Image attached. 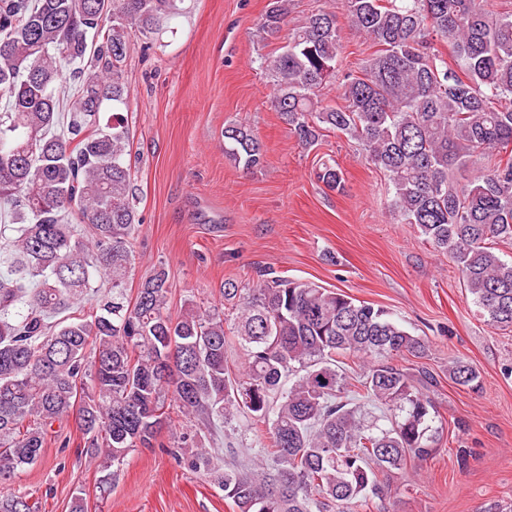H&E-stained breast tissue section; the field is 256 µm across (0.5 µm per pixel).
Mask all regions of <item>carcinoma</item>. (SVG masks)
Listing matches in <instances>:
<instances>
[{
    "instance_id": "obj_1",
    "label": "carcinoma",
    "mask_w": 512,
    "mask_h": 512,
    "mask_svg": "<svg viewBox=\"0 0 512 512\" xmlns=\"http://www.w3.org/2000/svg\"><path fill=\"white\" fill-rule=\"evenodd\" d=\"M185 0H0V208L16 225L0 263V485L42 456L55 422L75 417L99 487L126 456L186 419L262 425L268 444L244 468L221 467L183 433L189 468L238 512H351L382 493L377 471L429 458L440 439L427 372L399 365L429 344L382 307L264 270L224 308L192 301L172 317L159 268L125 292L140 224L132 182L124 66L130 42L161 45ZM290 0H270L256 29L271 103L306 146L325 131L358 144L392 193L390 212L460 269L487 321L512 330V12L483 0H344L376 50L340 83L336 12L288 28ZM448 45L454 64L438 49ZM224 155L249 171L264 148L250 126L224 128ZM318 179L342 185L332 159ZM88 225V233L74 221ZM112 294L85 311L93 284ZM236 339L244 355L229 368ZM363 362L356 378L347 358ZM458 385L477 369L458 360ZM379 415L367 422L362 408ZM0 512H39L20 493Z\"/></svg>"
}]
</instances>
